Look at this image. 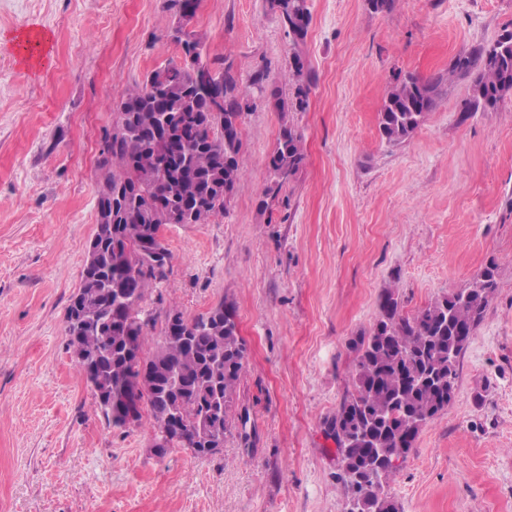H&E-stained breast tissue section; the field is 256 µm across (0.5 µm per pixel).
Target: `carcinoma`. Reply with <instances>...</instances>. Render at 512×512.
Returning <instances> with one entry per match:
<instances>
[{
	"label": "carcinoma",
	"instance_id": "1",
	"mask_svg": "<svg viewBox=\"0 0 512 512\" xmlns=\"http://www.w3.org/2000/svg\"><path fill=\"white\" fill-rule=\"evenodd\" d=\"M310 0H269L295 43L307 35ZM174 17L171 39L181 55L127 87L115 103L112 127L102 137L97 163V221L81 271L79 291L65 316L68 350L81 373L93 376V394L106 423L130 427L148 414L158 454L189 448L198 457L218 454L232 430L246 424L237 391L247 369L236 315L219 302L193 318L166 311L161 339L145 352L157 318L145 310L150 290L164 277L150 257L170 255L161 237L167 224H208L224 215L245 166L241 121L256 94L270 93L281 113L269 158L264 206L304 160L303 134L288 119L306 109L311 73L300 52L291 59L295 84L282 98L256 72L241 84L232 65L208 60L206 38L188 29L198 0H165ZM455 73L474 74L463 116L494 112L512 94V32L459 54L448 75L398 80L378 113V132L398 145L436 106L439 86ZM497 283L489 264L469 287L452 291L412 316L394 288L383 289L370 330L353 340L356 353L347 391L324 422L336 443V462L357 512H397L385 485L394 462L406 458L422 427L455 397L459 357L482 321Z\"/></svg>",
	"mask_w": 512,
	"mask_h": 512
}]
</instances>
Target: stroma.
<instances>
[{
    "label": "stroma",
    "instance_id": "obj_1",
    "mask_svg": "<svg viewBox=\"0 0 512 512\" xmlns=\"http://www.w3.org/2000/svg\"><path fill=\"white\" fill-rule=\"evenodd\" d=\"M294 45L268 0H201L190 27L240 80L291 95L305 160L261 202L280 129L270 96L242 118L246 164L224 216L169 224L171 266L144 307L191 318L225 302L247 354L245 427L220 454L157 455L150 418L108 427L66 349L65 314L96 230L98 141L123 89L174 57L163 0H0V512H345L324 422L351 387L349 342L396 288L414 314L488 264L498 287L458 367L448 410L387 481L399 512H512V96L463 117L449 76L405 142L377 113L404 75L445 73L512 31V0H310ZM44 33L38 63L15 37Z\"/></svg>",
    "mask_w": 512,
    "mask_h": 512
}]
</instances>
